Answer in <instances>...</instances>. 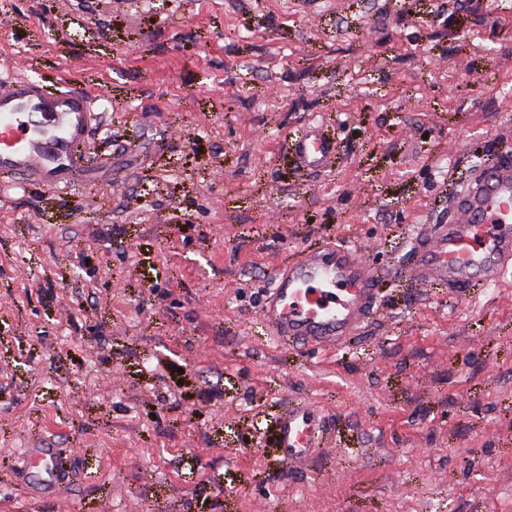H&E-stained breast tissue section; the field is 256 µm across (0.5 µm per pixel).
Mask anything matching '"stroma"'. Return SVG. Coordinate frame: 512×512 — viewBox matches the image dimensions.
Returning <instances> with one entry per match:
<instances>
[{"label":"stroma","instance_id":"1","mask_svg":"<svg viewBox=\"0 0 512 512\" xmlns=\"http://www.w3.org/2000/svg\"><path fill=\"white\" fill-rule=\"evenodd\" d=\"M9 71L90 92L112 173L0 177V512H512V276L407 273L512 157V0H0ZM312 122L320 171L289 148ZM326 243L364 248L374 313L331 352L274 342L277 269ZM295 402L328 440L289 465ZM323 439L317 410L308 405H289L275 420L273 446L279 459L291 464L305 463Z\"/></svg>","mask_w":512,"mask_h":512}]
</instances>
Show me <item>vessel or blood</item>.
I'll list each match as a JSON object with an SVG mask.
<instances>
[{
	"instance_id": "b4317fda",
	"label": "vessel or blood",
	"mask_w": 512,
	"mask_h": 512,
	"mask_svg": "<svg viewBox=\"0 0 512 512\" xmlns=\"http://www.w3.org/2000/svg\"><path fill=\"white\" fill-rule=\"evenodd\" d=\"M91 94L50 88L41 78L0 83V175L55 189L95 183L101 170L80 151L91 128ZM291 143L310 169L324 167L335 148L319 129ZM449 215L421 226L410 273L424 286L442 284L467 296L512 272V161L496 159L473 173L448 203ZM377 271L357 250L326 244L280 268L259 319L278 341L331 351L360 328L376 303ZM317 410L288 406L275 420L273 445L287 464L307 462L320 447Z\"/></svg>"
}]
</instances>
